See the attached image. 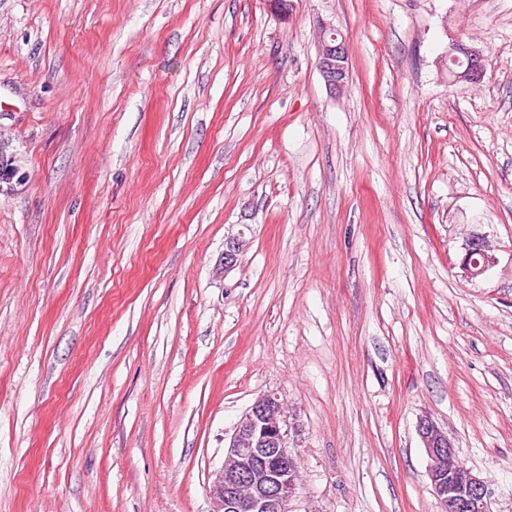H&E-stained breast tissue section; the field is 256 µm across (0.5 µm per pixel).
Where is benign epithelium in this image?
<instances>
[{
	"label": "benign epithelium",
	"instance_id": "obj_1",
	"mask_svg": "<svg viewBox=\"0 0 512 512\" xmlns=\"http://www.w3.org/2000/svg\"><path fill=\"white\" fill-rule=\"evenodd\" d=\"M455 49L469 58L468 81L484 73L480 51L462 43ZM317 68L331 93H341L349 78L346 39L329 24L319 25ZM244 233L224 243V271L235 267L244 246ZM495 264L485 236L476 234L466 243L464 268L482 275ZM417 432L425 449L428 477L446 512H491L488 483L461 463L448 433L427 416L420 417ZM300 485L299 464L291 451L288 414L275 392L259 396L242 415L224 451V462L214 473V512H289L288 505Z\"/></svg>",
	"mask_w": 512,
	"mask_h": 512
}]
</instances>
